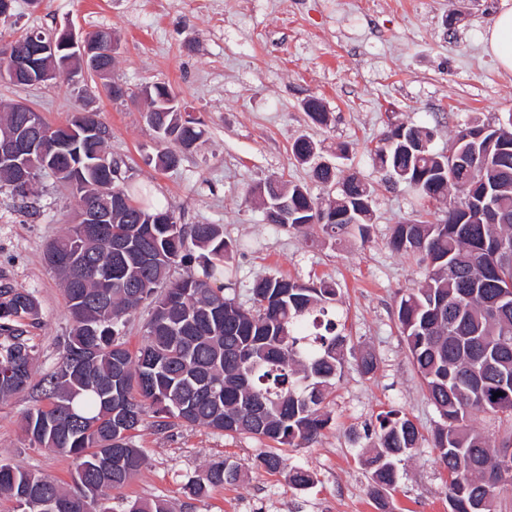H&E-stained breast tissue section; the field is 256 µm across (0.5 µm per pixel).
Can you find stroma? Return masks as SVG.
<instances>
[{
	"mask_svg": "<svg viewBox=\"0 0 512 512\" xmlns=\"http://www.w3.org/2000/svg\"><path fill=\"white\" fill-rule=\"evenodd\" d=\"M184 2L14 0L12 19L0 28L6 37L68 26L80 35L111 29L120 44L113 79L133 91L166 83L204 124L203 138L183 152L178 167L154 166L158 141L141 112L109 100L95 77L81 88L63 78L34 86L0 81V110L23 101L59 124L83 107L96 109L127 189H148L179 223L223 225L225 237L239 243L230 277L238 302L250 305L253 279L267 273L334 283L345 335L355 350L373 352L378 368L365 376L346 359L327 398L330 424L312 443L279 447L287 464L312 473L307 488L260 465L266 442L192 426L160 431L148 423L135 437L145 465L127 486L107 491L108 504L112 512H125L135 499L162 501L169 512H377L364 464L372 448L353 447L349 431L374 426L392 409L425 434L438 419L396 314L401 295L420 287L425 271L387 241L392 225L435 221L442 206L422 201L406 184L384 182L373 151L394 124L435 128L441 151L458 125L494 123L512 113V72L485 51L488 28L512 0H197L192 9ZM452 12L459 15L453 24ZM312 95L324 100L327 124L312 123L304 112ZM302 135L328 161L345 145L341 169L374 185L367 238L334 240L317 226L304 236L266 222L253 190L268 179L328 196L311 168L291 154ZM34 193L38 211L28 216L10 189L0 187V288L32 291L40 303L38 320L18 322L35 348L38 381L54 369L72 328L61 279L44 251L70 224L74 202L48 173ZM39 402L34 391L0 400V459L71 486L75 460L38 447L21 427ZM225 458L243 465L244 480L204 498L189 496L188 479ZM388 501L389 512H448L446 474L432 448L421 446L405 460Z\"/></svg>",
	"mask_w": 512,
	"mask_h": 512,
	"instance_id": "1",
	"label": "stroma"
}]
</instances>
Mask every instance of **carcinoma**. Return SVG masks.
<instances>
[{"instance_id":"1","label":"carcinoma","mask_w":512,"mask_h":512,"mask_svg":"<svg viewBox=\"0 0 512 512\" xmlns=\"http://www.w3.org/2000/svg\"><path fill=\"white\" fill-rule=\"evenodd\" d=\"M303 108L312 122H327L320 99L305 100ZM33 116L41 147L33 155L34 178L48 164L76 204L107 207L115 192L126 204L112 213L109 224L70 225L45 253L46 264L63 279L73 328L55 369L41 379L47 405L26 413L24 430L38 447L77 461L73 488L0 463V495L19 512H81L87 502L99 503L96 512H112L98 497L105 489L124 487L140 471L144 453L133 434L149 418L160 431L199 426L281 446L316 438L329 423L327 389L341 376L349 345L328 308L336 288L265 274L252 283L251 307H243L209 281L210 268L234 255L221 225L180 224L170 210L139 203L112 177L110 156L107 167L90 165L106 153V140L84 134L96 124V113L75 112L61 125L48 123L38 112ZM146 120L158 135L155 164L163 169L181 160L170 145L189 150L204 134L201 120L190 114L184 119L175 112H148ZM26 123L25 112L0 114V129ZM433 137L430 129L398 124L382 134L374 164L385 179L405 182L422 198L445 204L437 222L396 224L388 240L392 251L415 255L426 270L424 284L401 295L397 319L439 420L426 438L408 416L390 410L379 415L377 426L362 434L352 431L348 439L354 446L373 440L376 451L367 464L381 510L386 493L398 483L401 462L425 440L447 475L449 512H469L483 500L488 501L484 512H495L500 494L512 491V435L495 449L468 421L475 412L512 420V310L496 316L486 305L502 295L512 303V113L495 125L468 123L456 131L453 144L477 153L472 170L451 166L444 152L421 148V141ZM314 150L315 143L305 137L291 147L301 164ZM337 169L313 172L321 183L337 186L338 210L351 211L354 223H324L321 230L331 237L351 231L363 237L371 224L374 187L354 173L338 181ZM0 181L18 195L25 212H37L32 188L11 185L7 169L0 171ZM488 189L494 192L498 219L475 221L469 211ZM285 190L294 218L287 223L272 207L266 218L306 235L321 203L302 184L268 181L260 188L272 204ZM117 239L133 253L152 254L155 262L116 261L111 243ZM492 242L506 244L507 250L491 261L486 247ZM196 264L205 267V276L193 272ZM176 267L185 274L171 281ZM143 304L151 313L143 343L133 351L123 330L127 316ZM39 314L33 292L0 289V327L9 334L0 360L1 400L30 387L35 359L34 346L9 322L33 321ZM498 391L502 395L496 398ZM114 448L123 449L128 469L112 480L99 465ZM259 462L270 472L288 470V482L296 488L314 482L309 472L286 468L273 451ZM487 464L502 469L493 486L483 481ZM241 477L242 465L224 459L189 479L186 488L203 498ZM127 512L167 509L159 501L136 499Z\"/></svg>"}]
</instances>
